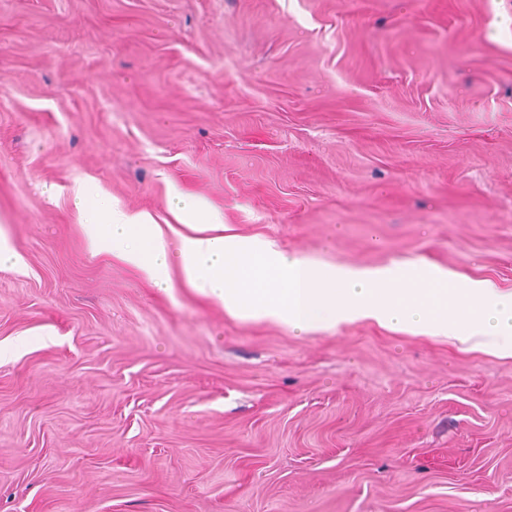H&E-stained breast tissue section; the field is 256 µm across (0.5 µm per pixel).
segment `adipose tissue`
<instances>
[{"mask_svg": "<svg viewBox=\"0 0 512 512\" xmlns=\"http://www.w3.org/2000/svg\"><path fill=\"white\" fill-rule=\"evenodd\" d=\"M73 203L91 255L125 262L165 294L182 281L242 320L298 334L372 320L488 348L496 347L497 336L512 334V294L487 281L460 283L432 266L314 264L272 243L226 233L222 215L190 193L171 202L182 228L170 238L149 214L118 210L111 197L90 188H76ZM460 302L473 309L470 322L454 316Z\"/></svg>", "mask_w": 512, "mask_h": 512, "instance_id": "obj_1", "label": "adipose tissue"}]
</instances>
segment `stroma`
<instances>
[{
  "label": "stroma",
  "mask_w": 512,
  "mask_h": 512,
  "mask_svg": "<svg viewBox=\"0 0 512 512\" xmlns=\"http://www.w3.org/2000/svg\"><path fill=\"white\" fill-rule=\"evenodd\" d=\"M512 0H0V512H512V355L296 335L90 257L84 182L512 293Z\"/></svg>",
  "instance_id": "obj_1"
}]
</instances>
